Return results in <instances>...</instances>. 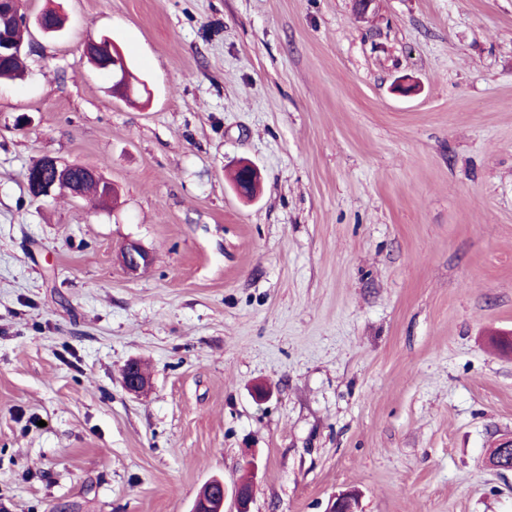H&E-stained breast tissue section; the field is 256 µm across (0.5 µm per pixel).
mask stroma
Instances as JSON below:
<instances>
[{
  "label": "stroma",
  "instance_id": "35a3bbf8",
  "mask_svg": "<svg viewBox=\"0 0 512 512\" xmlns=\"http://www.w3.org/2000/svg\"><path fill=\"white\" fill-rule=\"evenodd\" d=\"M21 7L67 22L0 81V512H190L247 450L250 512H512V0ZM45 156L116 205L33 197ZM86 56L93 58L98 69H109L112 72V91L120 96L131 93L133 88V74L127 60L120 48L109 37H102L99 41L91 40L85 47ZM83 172L85 181L80 177L79 174L76 176V181L81 187V197L94 195L98 196V194L99 198H101L102 200H109L111 197L112 199L115 197V192L112 185L109 182L103 180L96 173V171L90 168H84ZM86 181L95 183L97 185V188L95 185L88 183ZM121 261L125 269L135 273L153 262V257L140 243L130 241L121 252ZM122 381L124 389L133 395L142 393L147 387L148 380L139 371V366L131 362L125 365L122 370Z\"/></svg>",
  "mask_w": 512,
  "mask_h": 512
}]
</instances>
